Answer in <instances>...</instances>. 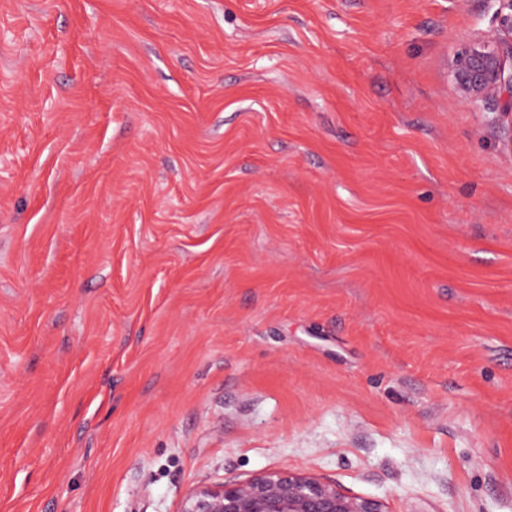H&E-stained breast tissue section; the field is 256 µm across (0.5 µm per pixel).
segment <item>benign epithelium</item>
<instances>
[{"mask_svg": "<svg viewBox=\"0 0 512 512\" xmlns=\"http://www.w3.org/2000/svg\"><path fill=\"white\" fill-rule=\"evenodd\" d=\"M495 22L454 50L448 82L463 106L509 117L503 150L512 156V0H494ZM180 512H386L377 500L351 497L313 475L287 470L190 491Z\"/></svg>", "mask_w": 512, "mask_h": 512, "instance_id": "benign-epithelium-1", "label": "benign epithelium"}]
</instances>
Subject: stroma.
Segmentation results:
<instances>
[{"instance_id": "1", "label": "stroma", "mask_w": 512, "mask_h": 512, "mask_svg": "<svg viewBox=\"0 0 512 512\" xmlns=\"http://www.w3.org/2000/svg\"><path fill=\"white\" fill-rule=\"evenodd\" d=\"M494 0H0V512L288 470L512 512ZM494 24L454 50L446 61L448 82L463 106H482L509 117L502 148L512 157V0H494Z\"/></svg>"}]
</instances>
